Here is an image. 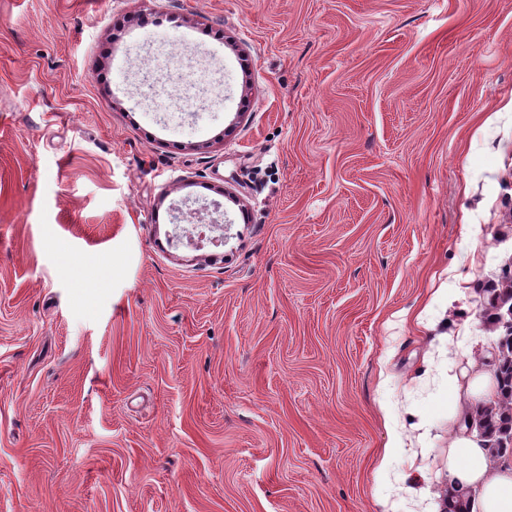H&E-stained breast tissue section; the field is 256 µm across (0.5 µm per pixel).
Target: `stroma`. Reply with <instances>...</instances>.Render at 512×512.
I'll use <instances>...</instances> for the list:
<instances>
[{
	"label": "stroma",
	"mask_w": 512,
	"mask_h": 512,
	"mask_svg": "<svg viewBox=\"0 0 512 512\" xmlns=\"http://www.w3.org/2000/svg\"><path fill=\"white\" fill-rule=\"evenodd\" d=\"M511 258L512 0H0V512H426Z\"/></svg>",
	"instance_id": "35a3bbf8"
}]
</instances>
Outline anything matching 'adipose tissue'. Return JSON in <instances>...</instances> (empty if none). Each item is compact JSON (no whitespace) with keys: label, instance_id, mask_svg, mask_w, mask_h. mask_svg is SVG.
<instances>
[{"label":"adipose tissue","instance_id":"ef3b65f1","mask_svg":"<svg viewBox=\"0 0 512 512\" xmlns=\"http://www.w3.org/2000/svg\"><path fill=\"white\" fill-rule=\"evenodd\" d=\"M473 322V316H466L455 330L470 334L481 362L468 384H460L456 373L448 375V416L456 433L442 474L444 490L432 495L430 512H457L462 505L468 512H512V457L492 456L470 429L478 407L497 397L494 355L483 351V337L472 335Z\"/></svg>","mask_w":512,"mask_h":512}]
</instances>
